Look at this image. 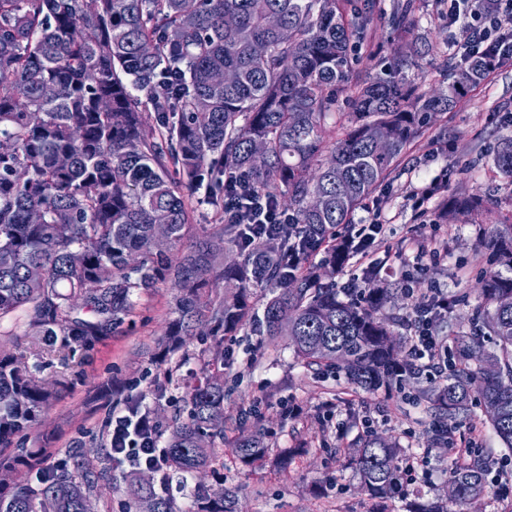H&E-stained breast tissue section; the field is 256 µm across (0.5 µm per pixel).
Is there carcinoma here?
I'll list each match as a JSON object with an SVG mask.
<instances>
[{"label":"carcinoma","instance_id":"obj_1","mask_svg":"<svg viewBox=\"0 0 512 512\" xmlns=\"http://www.w3.org/2000/svg\"><path fill=\"white\" fill-rule=\"evenodd\" d=\"M378 0H0V321L23 313L29 333L65 348L90 347L130 315L135 298L162 282L175 288L168 335L175 344L199 327L210 336L250 323L270 339L287 334L297 357L334 370L367 392L400 388L407 357L381 310L394 289L374 284L342 298L309 266L284 273L281 257L317 246L352 223L435 112H446L502 60L464 58L446 70L448 90L426 95L406 77L410 55L362 77L358 51ZM411 3L394 16L410 30ZM230 72V83L213 74ZM350 111H336L339 96ZM341 129L331 142L329 131ZM495 172L512 180V137ZM271 207L286 206L281 231L224 222V197L241 183ZM204 191L216 211L185 245ZM459 207L483 238L494 269L481 279L482 336H456L448 374L434 389L441 415L465 416L480 398L504 447L512 449V209L467 197ZM237 258L224 262L227 246ZM82 253L79 265L70 261ZM224 280V295L205 291ZM270 297L255 311L252 289ZM496 362L488 375L484 361ZM224 353L215 349L187 392V415L164 439L167 472L195 476L224 468ZM56 390L18 359L0 357V453L30 428ZM350 468L373 498L399 486L398 448L370 429L355 441ZM234 463L267 461L288 470L260 427L229 442ZM0 458V512H83L109 485L112 452L15 483ZM488 466L472 454L449 473L457 504H474ZM130 512H177L148 484ZM195 512H239L231 488H201Z\"/></svg>","mask_w":512,"mask_h":512}]
</instances>
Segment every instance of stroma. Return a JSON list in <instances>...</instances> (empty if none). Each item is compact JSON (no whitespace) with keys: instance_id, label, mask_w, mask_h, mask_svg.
<instances>
[{"instance_id":"35a3bbf8","label":"stroma","mask_w":512,"mask_h":512,"mask_svg":"<svg viewBox=\"0 0 512 512\" xmlns=\"http://www.w3.org/2000/svg\"><path fill=\"white\" fill-rule=\"evenodd\" d=\"M406 0H380V12L362 50L361 70L389 62L397 44L392 15ZM414 23L408 35L419 54L411 75L422 90L441 88L439 66L448 56L460 25L448 23V0H413ZM512 136V60L502 64L482 84L472 88L447 112L431 116L402 160L394 177L375 194L368 209L357 210L355 222L378 216L385 226L384 244L374 247L373 265L354 264L333 278L344 288L348 278L365 287L368 277L399 287L397 298L383 312L396 335L408 336L416 302L431 289L448 292L449 308L436 330L440 336L472 334V312L482 303L480 280L488 269V250L481 246L479 225L469 217L437 218L441 202L465 195H485L501 209L512 208V183L492 177L495 150ZM443 181L442 190L415 210L406 194L411 188ZM443 241L446 252L416 260L412 236ZM169 285L162 284L137 298L132 314L111 335L89 348L49 351L45 340L27 336L24 323L0 324V348L35 367L44 383L57 386L59 397L26 433L14 437L8 453L18 462L14 481L37 485L39 473L22 463L25 454L39 455L42 467L91 454L105 437L113 411L138 403L154 411L161 425L184 409L182 397L198 374L202 358L215 346L224 350V436L248 434L255 417H262L274 448L294 456L287 474L270 469L247 470L224 464V484L237 489L240 512H368L372 505L359 478L345 465V453L368 420L374 433L395 442L403 454L426 456L430 468L416 483L404 484L399 496L388 499L387 512H410L414 503L447 495L448 476L458 448L472 430L483 436L481 451L489 470L512 460L491 429L480 404L468 417L445 418L451 438L446 447L430 443L436 421L422 393L434 383L429 372L405 377L391 398L350 387L343 377L308 369L294 357L288 337L269 340L242 328L215 342L213 337H188L182 350L164 354L165 332L173 314ZM172 367L164 396H157L159 365Z\"/></svg>"}]
</instances>
